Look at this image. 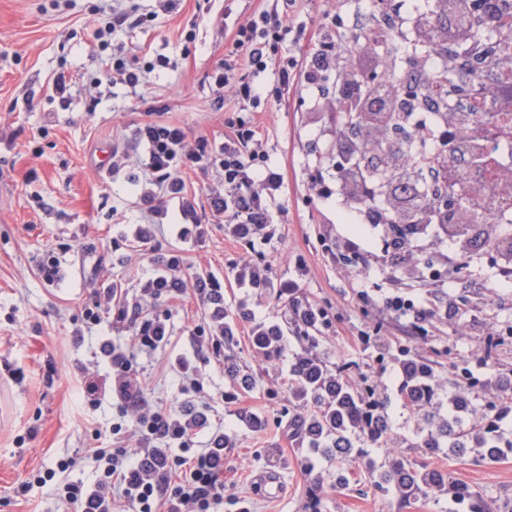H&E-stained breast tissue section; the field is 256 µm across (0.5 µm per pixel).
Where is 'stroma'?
<instances>
[{"label": "stroma", "instance_id": "1", "mask_svg": "<svg viewBox=\"0 0 512 512\" xmlns=\"http://www.w3.org/2000/svg\"><path fill=\"white\" fill-rule=\"evenodd\" d=\"M103 0H0V512H56L45 488L30 501L13 500L14 487L31 471L57 456L76 461L73 477L91 480L90 449L108 446L95 437L116 417L109 382L97 376L100 408L81 407L78 362L91 359L103 327L91 339L74 345L71 336L82 328V312L97 291L121 285L135 300L152 270L169 255L183 260L186 277L214 276L224 290L227 309H234L237 291L229 265L247 257V249L224 237L212 217L207 193L222 184L220 168L183 172L189 194L198 201V216L208 227L203 241L182 243L166 225L155 228L148 245L125 241L128 225L145 224L149 214L139 202L133 181L143 177L138 157L120 170L112 168V150L130 143L141 123L180 126L190 137L213 144L224 141V109L211 77L230 49L224 17L244 21L265 6L264 0H176L172 11L159 13L131 31L97 41L95 33L108 20ZM137 55L140 65L169 56V67L147 74L144 84L94 85L102 60ZM66 74L68 102L51 95V82ZM321 118L314 98L297 89L291 98L271 102L257 121L264 144L280 166L288 187V222L279 228L274 253L268 254L273 279L295 271V257L310 272L303 294L328 310L332 332L320 335L315 349L329 368L343 367L349 381L381 375L380 399L389 406V435L394 445L376 448L372 457L384 464L395 452L417 443V415H400L399 382L392 357L399 346L436 363L445 381L469 374L481 388L486 373L512 371V335L489 345L483 336L453 335L447 323L427 325L426 342L391 321L376 301L363 294L323 250L327 227L321 205L304 188L308 162L327 156L316 127ZM60 262L61 278L46 282L40 265ZM173 335L169 345L137 359L149 405L167 411L192 402L211 408V421L235 424L251 412L261 414V431H243L224 458L223 512H309L310 475L301 462L300 442L291 420L303 412L289 392L280 358L259 360L248 324L217 351L206 350L195 361L200 392H183L175 358L192 351L191 331L201 323V306L193 293L172 303ZM371 335L367 355L350 346L357 331ZM249 385H242V376ZM36 437H28L30 428ZM431 467L451 474L487 501L512 500V453L492 462H475L448 453L425 455ZM279 471L283 492L271 498L256 476ZM325 496L320 512H467L466 508L418 497L400 502L393 493L376 491L369 480L353 475L346 488L333 485L336 462L324 459Z\"/></svg>", "mask_w": 512, "mask_h": 512}]
</instances>
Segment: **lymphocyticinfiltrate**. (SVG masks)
I'll return each instance as SVG.
<instances>
[{"mask_svg": "<svg viewBox=\"0 0 512 512\" xmlns=\"http://www.w3.org/2000/svg\"><path fill=\"white\" fill-rule=\"evenodd\" d=\"M279 2L271 0L258 15L237 24L224 63L212 76L216 90L236 102L235 108L225 113L222 144L213 145L203 137L188 138L176 125L147 122L136 128L130 148L113 151L116 168L125 166L134 150L141 151L145 161L147 188L141 191L140 200L147 205L152 221L133 225L132 237L150 243L154 222L167 218L165 203L156 200L160 194L178 203L181 221L170 224V233L181 240L202 237L196 198L187 192L179 173L185 168L219 166L224 186L209 190L207 200L211 213L224 220L225 238L252 252L250 258L230 266L240 292L237 306L245 312L243 320L250 326V335L275 331L277 349L283 352L288 347L287 330H330L333 322L328 311L301 296L308 274L305 261L296 260L294 278L277 281L271 278L265 259L276 227L284 223L288 210L283 202V175L263 145L254 115L266 111L271 99L284 98L300 85L319 94L318 104L327 116L320 137L331 145L334 156L332 166H310L306 176L311 198L336 202L335 211L324 216L331 228L325 253L356 283L368 279L372 270L388 272V290L381 304L392 319L414 329L437 320L450 323L461 336L496 335L483 308H461L457 299L439 291L438 285L442 277L456 278L475 258L473 237L478 234L495 256L494 282L512 288V248L502 245L499 225L451 227L446 222L445 204L413 197L405 207L416 211L418 222L403 238H394L391 225L395 214L386 189L370 176L360 153L342 142L351 122L349 108L362 104L360 92L369 78L397 79V65L384 57L382 49L391 26L378 27L372 40L355 44L350 36L366 29L367 12L350 19L340 10L324 13V32L300 64L287 49L306 40L307 27L280 10ZM490 71L495 85L502 89L495 103H488L481 85L473 88L471 96V110L483 114V121L477 123L459 113L430 127L408 113L404 120L414 141L424 144L438 138L482 146L512 135V96L507 93L512 87V50L493 57ZM409 166L419 169L427 185L455 181L462 199L472 198L477 188L487 194L512 185V167L483 152L475 161L476 173L460 182L455 179L458 167L454 156L444 149L413 156ZM414 283L432 289V296L418 300L409 295L406 288ZM189 289L200 301L208 326L207 336L197 341L196 352L208 346L221 347L225 337L237 332L224 305V290L212 278L186 280L175 255L144 282L135 302L121 301L118 289L107 288L93 306L84 309V322L97 326L102 322L101 309L116 307V318L125 323L128 332L122 342L99 337L91 365L77 367L86 379L83 394L87 397L97 392L89 380L91 368H106L117 412L109 435L118 439L119 445L92 449L93 480L73 478L75 459L61 456L19 483L14 489L16 498H28L32 487L46 486L60 503L61 512H214L223 504L227 435L212 427L206 409L193 404L168 412L152 409L134 365L137 354H149L167 344L173 325L166 305ZM262 291L286 300V323L257 317L252 298Z\"/></svg>", "mask_w": 512, "mask_h": 512, "instance_id": "1", "label": "lymphocytic infiltrate"}]
</instances>
